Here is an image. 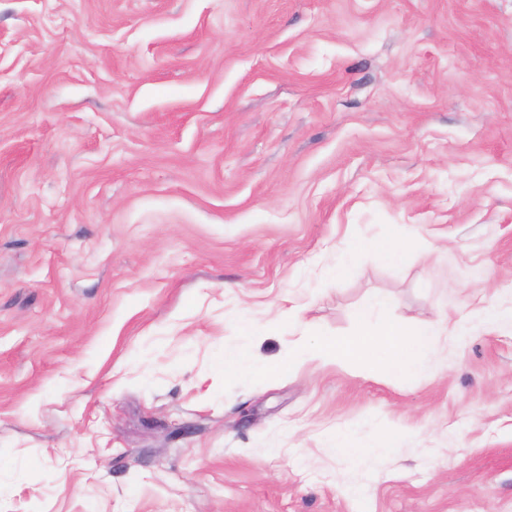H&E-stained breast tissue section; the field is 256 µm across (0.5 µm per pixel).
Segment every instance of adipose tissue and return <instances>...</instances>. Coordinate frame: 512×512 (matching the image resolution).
Masks as SVG:
<instances>
[{"mask_svg": "<svg viewBox=\"0 0 512 512\" xmlns=\"http://www.w3.org/2000/svg\"><path fill=\"white\" fill-rule=\"evenodd\" d=\"M389 298L377 297L370 305L358 308L352 337L323 338L313 347H301L303 360L352 364L365 355H372L386 371L396 377L417 376L427 355L442 345V329L430 325H384L379 314L388 306Z\"/></svg>", "mask_w": 512, "mask_h": 512, "instance_id": "ef3b65f1", "label": "adipose tissue"}]
</instances>
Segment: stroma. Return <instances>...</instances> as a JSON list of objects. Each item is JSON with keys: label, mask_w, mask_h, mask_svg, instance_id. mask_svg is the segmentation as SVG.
I'll return each mask as SVG.
<instances>
[{"label": "stroma", "mask_w": 512, "mask_h": 512, "mask_svg": "<svg viewBox=\"0 0 512 512\" xmlns=\"http://www.w3.org/2000/svg\"><path fill=\"white\" fill-rule=\"evenodd\" d=\"M379 294L512 305V0H0V512H512L511 324L291 365ZM402 250L403 246L399 242L378 243L372 239H360L351 245L349 253L356 257L364 252H373L383 262L395 264L400 259ZM251 366L250 355L241 350L224 351V357L217 362V368L224 371L225 376L244 374Z\"/></svg>", "instance_id": "1"}]
</instances>
